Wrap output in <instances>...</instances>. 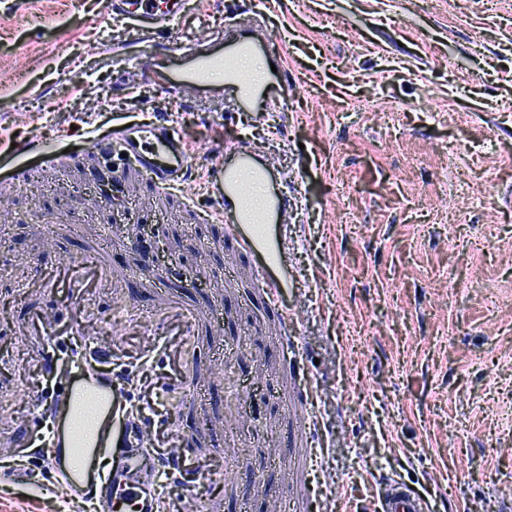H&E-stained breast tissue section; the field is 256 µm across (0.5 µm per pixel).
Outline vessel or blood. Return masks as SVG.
Listing matches in <instances>:
<instances>
[{
	"instance_id": "1",
	"label": "vessel or blood",
	"mask_w": 512,
	"mask_h": 512,
	"mask_svg": "<svg viewBox=\"0 0 512 512\" xmlns=\"http://www.w3.org/2000/svg\"><path fill=\"white\" fill-rule=\"evenodd\" d=\"M185 5L186 0H112V12L134 26L161 35L182 16ZM243 54L274 57L273 41L254 30L229 25L224 31L223 50L194 54L188 64L170 75L147 65L141 69L139 78L185 93L195 90L209 70L220 68L233 84L240 105L245 106L262 96L264 89L236 72L235 60ZM87 149L97 158L96 165L86 171L91 184L103 180L123 183L125 168L108 163L112 155L122 152L154 188L170 192L190 182L191 153L174 124L168 121L131 123L109 135L93 137ZM269 176L268 166L239 141L225 146L224 160L209 178L218 191L216 216L224 225L225 236L233 239L238 252L249 258L250 272L262 284L265 304L284 321L288 318L285 299L288 286L276 270L288 258V214L295 201L283 193L272 195L261 214L239 205L252 183ZM92 276L98 277L102 286L112 284V271L99 257L70 259L45 279L43 288L49 293H65L76 307L84 302L87 280ZM201 317V310L176 301L160 305L151 316L144 344L131 355L125 352L121 341L99 344V337L111 335V324L103 322L89 327L78 317L65 322L54 309H40L36 323L24 326V335L69 337L72 346L83 352L85 367L78 377H62L61 358L54 345L44 348L39 370L46 384L40 387L38 398L30 405L31 415L42 418L44 427L35 432L26 423H19L6 442L7 447L55 449L54 461L59 466L65 464L64 451L68 448L111 449L112 465L104 479L89 485L76 475L63 478L68 497L95 499L107 504L110 512H159L157 476L165 472L192 482L199 474V467L184 449L167 448L160 443L158 428L167 418L136 401L132 382L139 372L156 370L159 363L169 360L179 337L197 336ZM280 346L283 364L289 365L293 373H300V348L288 329L280 331ZM154 385L172 399L196 395L202 389L200 382L186 375L173 381L159 377ZM89 400L95 403L100 418L83 436H73L71 416L80 404ZM378 509L379 512H427L424 500L394 479L381 488Z\"/></svg>"
}]
</instances>
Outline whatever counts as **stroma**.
Masks as SVG:
<instances>
[{
  "label": "stroma",
  "mask_w": 512,
  "mask_h": 512,
  "mask_svg": "<svg viewBox=\"0 0 512 512\" xmlns=\"http://www.w3.org/2000/svg\"><path fill=\"white\" fill-rule=\"evenodd\" d=\"M262 24L279 44L290 88L277 112H239L223 83L183 97L138 82L226 23ZM153 55L150 35L110 0H0V140L35 138L66 152L64 169L31 159L33 181L0 204V429L28 414L23 385L35 355L19 329L38 310L70 308L43 292L47 273L94 249L114 266L178 268L177 293L141 288V311L120 336L137 351L149 311L166 299L213 303L222 325L176 358L209 387L170 409L203 475L181 494L209 512H257L265 490L285 508L315 497L319 512H373L384 479L419 494L429 512H505L512 503V0H189ZM142 103L125 106L132 86ZM175 120L192 149L187 197L132 175L105 217L86 208L87 127ZM284 175L299 204L288 222L286 277L298 288L288 326L298 336L309 409L321 420L299 468L259 470L286 441L293 376L282 371L277 319L214 209L207 172L227 139ZM145 248L117 244L110 225ZM162 227L153 238L149 225ZM180 239L179 251L158 248ZM224 349L222 372L209 347ZM233 453L243 488H225ZM36 477L0 468V512H94L66 498L48 459L12 450Z\"/></svg>",
  "instance_id": "35a3bbf8"
}]
</instances>
